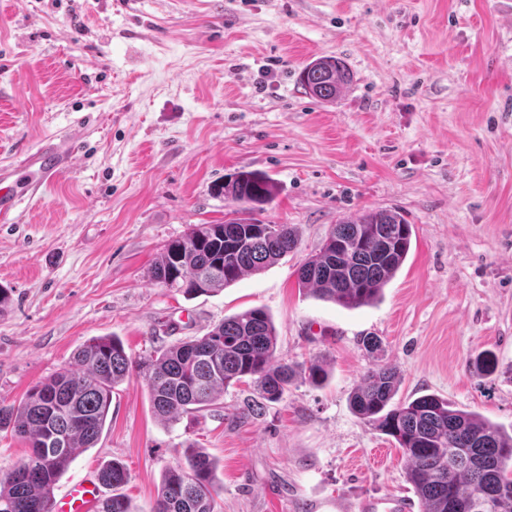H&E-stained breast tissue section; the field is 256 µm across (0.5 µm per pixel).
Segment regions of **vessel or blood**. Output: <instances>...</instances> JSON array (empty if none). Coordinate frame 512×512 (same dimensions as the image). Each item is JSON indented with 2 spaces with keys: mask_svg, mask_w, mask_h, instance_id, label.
Returning <instances> with one entry per match:
<instances>
[{
  "mask_svg": "<svg viewBox=\"0 0 512 512\" xmlns=\"http://www.w3.org/2000/svg\"><path fill=\"white\" fill-rule=\"evenodd\" d=\"M76 147L71 138L45 140L0 168V222H9L25 197L36 194L43 185L72 167ZM101 495L96 476L86 475L79 482L52 498V512H96Z\"/></svg>",
  "mask_w": 512,
  "mask_h": 512,
  "instance_id": "1",
  "label": "vessel or blood"
}]
</instances>
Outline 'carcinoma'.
<instances>
[{"instance_id": "cac0c4a2", "label": "carcinoma", "mask_w": 512, "mask_h": 512, "mask_svg": "<svg viewBox=\"0 0 512 512\" xmlns=\"http://www.w3.org/2000/svg\"><path fill=\"white\" fill-rule=\"evenodd\" d=\"M305 68L306 92L332 102L351 82L341 59ZM242 205V216L216 224H195L165 246L152 279L187 297L217 293L248 274L259 273L293 252L295 229L279 224L265 233L247 213L270 203L275 182L256 171H237L216 187ZM412 229L400 212L371 210L334 225L319 251L297 269L298 284L314 297L354 309L380 296L404 263ZM276 329L262 308L224 318L204 336L160 347L134 359L116 337L92 338L73 362L33 386L17 404H0V430L9 429L29 448V477L19 482L0 475V512L6 503L18 512H51V493L76 456L97 444L112 403V391L136 372L146 382L154 415L175 423L213 406L224 390L252 384L264 403L280 401L295 369L276 361ZM374 363L349 397L352 411L391 437L406 458L405 479L419 496L422 512H512V434L446 398L424 394L398 403L401 377L380 360L381 341L363 339ZM328 378L322 362L304 368V379ZM186 464L165 469L149 512H215L221 491L215 460L200 448L185 451ZM112 490L99 512H136L121 492L126 468L119 462L98 473Z\"/></svg>"}]
</instances>
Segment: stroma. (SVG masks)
I'll use <instances>...</instances> for the list:
<instances>
[{
	"mask_svg": "<svg viewBox=\"0 0 512 512\" xmlns=\"http://www.w3.org/2000/svg\"><path fill=\"white\" fill-rule=\"evenodd\" d=\"M342 59L333 103L300 73ZM71 136L75 165L0 223V402H19L101 336L133 358L261 308L278 359L319 360L263 415L245 384L198 416L153 414L132 375L57 491L117 461L147 512L188 447L218 462L217 512H419L393 439L349 395L379 337L399 399L435 393L512 430V0H0V163ZM239 170L278 185L260 212L297 249L224 290L186 298L150 280L164 245L231 218L214 187ZM378 209L411 224L409 255L373 304L299 288L334 224ZM495 361L475 376L478 354Z\"/></svg>",
	"mask_w": 512,
	"mask_h": 512,
	"instance_id": "stroma-1",
	"label": "stroma"
}]
</instances>
